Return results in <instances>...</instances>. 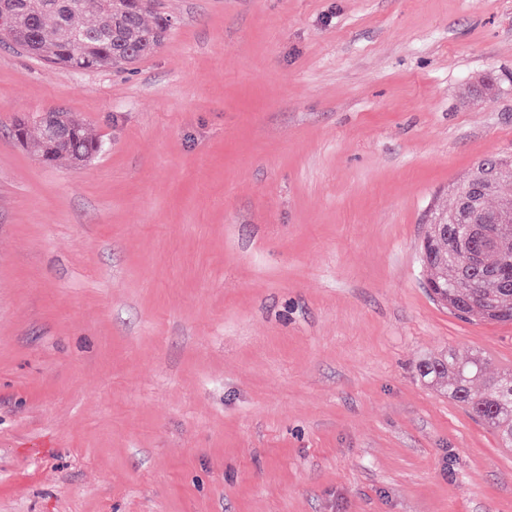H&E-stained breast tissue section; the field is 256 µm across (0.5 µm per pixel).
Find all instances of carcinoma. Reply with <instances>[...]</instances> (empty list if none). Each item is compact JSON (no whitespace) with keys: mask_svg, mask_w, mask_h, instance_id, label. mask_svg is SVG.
I'll return each mask as SVG.
<instances>
[{"mask_svg":"<svg viewBox=\"0 0 512 512\" xmlns=\"http://www.w3.org/2000/svg\"><path fill=\"white\" fill-rule=\"evenodd\" d=\"M5 5L12 21L3 37L17 47L33 42L39 59L64 71L135 63L154 53L171 28L162 12L151 23L145 20L150 0H0V9ZM89 11L95 20L84 24ZM14 132L19 142L37 146L47 163L92 156L102 148L76 119L57 140L40 141L35 117L17 120ZM447 306L465 319L511 321L512 287L497 288L490 282L471 291L450 282ZM487 365L482 354L460 361L448 353L422 360L418 372L495 432L504 447L512 448V371L490 374Z\"/></svg>","mask_w":512,"mask_h":512,"instance_id":"obj_1","label":"carcinoma"}]
</instances>
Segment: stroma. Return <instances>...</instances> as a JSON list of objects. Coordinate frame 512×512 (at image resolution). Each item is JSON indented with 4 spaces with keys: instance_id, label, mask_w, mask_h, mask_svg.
I'll return each instance as SVG.
<instances>
[{
    "instance_id": "obj_1",
    "label": "stroma",
    "mask_w": 512,
    "mask_h": 512,
    "mask_svg": "<svg viewBox=\"0 0 512 512\" xmlns=\"http://www.w3.org/2000/svg\"><path fill=\"white\" fill-rule=\"evenodd\" d=\"M160 8L126 69L0 41V512H512V451L417 372L512 369L418 258L512 153V0ZM51 108L105 151L42 163L13 119Z\"/></svg>"
}]
</instances>
